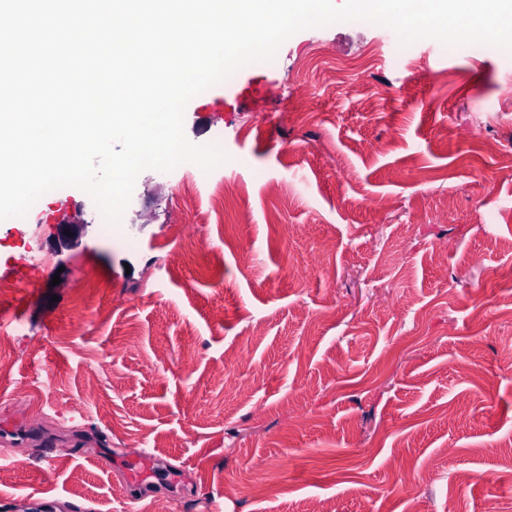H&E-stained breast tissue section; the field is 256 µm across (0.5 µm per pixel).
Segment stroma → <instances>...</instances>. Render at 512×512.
Segmentation results:
<instances>
[{
	"mask_svg": "<svg viewBox=\"0 0 512 512\" xmlns=\"http://www.w3.org/2000/svg\"><path fill=\"white\" fill-rule=\"evenodd\" d=\"M235 78L185 110L222 165L142 172L114 226L75 187L0 221V512H512V55L341 22ZM142 456L176 484L130 496Z\"/></svg>",
	"mask_w": 512,
	"mask_h": 512,
	"instance_id": "1",
	"label": "stroma"
}]
</instances>
